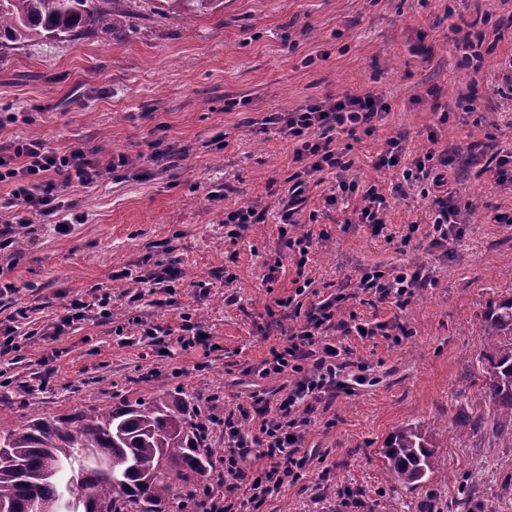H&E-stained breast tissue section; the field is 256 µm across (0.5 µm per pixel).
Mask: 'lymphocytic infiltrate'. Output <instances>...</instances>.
Instances as JSON below:
<instances>
[{
  "mask_svg": "<svg viewBox=\"0 0 512 512\" xmlns=\"http://www.w3.org/2000/svg\"><path fill=\"white\" fill-rule=\"evenodd\" d=\"M388 106L375 94L347 97L335 103L310 102L289 112H272L263 119L264 125L275 127L295 146L294 156L301 168L289 176V185L280 197V221H295L299 204L312 187L315 173L339 172L336 191L326 198L327 204H336L340 194L358 190L355 181L346 177L353 163L336 145L337 129H364L372 132L373 122ZM399 140L390 139L387 149L380 154L381 168L401 167L407 185H422L423 197L432 200V231L430 244L443 249L461 221L460 209L443 196L448 168L453 163L447 150H428L425 154L404 159ZM133 160L129 155L91 152L76 147L66 152L57 151L40 138H22L0 145V183L9 185L6 197L0 198V250L11 245L10 228L15 224L30 223L32 217L56 220L68 215L70 223L84 220L75 212L68 196L73 186L89 187L105 175L129 169ZM361 191V190H358ZM364 205L358 219L368 225L374 234L386 228L388 205L384 194L372 186L361 191ZM423 268L389 273L370 268L359 278L362 292L378 301L395 303L404 308L417 290L429 285ZM345 294H337L311 303L304 313V322L295 327L286 346L274 348L269 358L262 361L261 376L289 375L282 385L275 403L255 407L259 420L256 441L263 447L264 467L248 473L244 462L250 453L252 441L244 436L234 418L224 420V481L218 487L205 488L204 496L211 502V512H232L228 496L243 490L247 502L260 503L282 486L297 482L309 460L305 446L306 429L323 396L351 385H364V374L345 379L346 347L333 344L327 337L330 329L348 333L352 324L338 319L337 312L345 301Z\"/></svg>",
  "mask_w": 512,
  "mask_h": 512,
  "instance_id": "1",
  "label": "lymphocytic infiltrate"
}]
</instances>
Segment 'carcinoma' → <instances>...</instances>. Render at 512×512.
<instances>
[{
	"mask_svg": "<svg viewBox=\"0 0 512 512\" xmlns=\"http://www.w3.org/2000/svg\"><path fill=\"white\" fill-rule=\"evenodd\" d=\"M152 2L162 14L191 16L219 0H0V43L73 36L94 26L112 33ZM482 349L473 383L485 410L459 424L476 431L496 416L493 436L512 447V297L492 301L480 324ZM208 419L160 400L122 405L94 415L35 418L16 427L0 417V512H49L69 488L87 496L70 512H167L172 493L192 512H207L199 482L214 470V450L204 444ZM392 481L418 487L436 459L428 435L415 424L396 430L381 451ZM474 486L454 501L473 512Z\"/></svg>",
	"mask_w": 512,
	"mask_h": 512,
	"instance_id": "cac0c4a2",
	"label": "carcinoma"
}]
</instances>
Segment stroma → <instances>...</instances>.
Listing matches in <instances>:
<instances>
[{
	"label": "stroma",
	"instance_id": "stroma-1",
	"mask_svg": "<svg viewBox=\"0 0 512 512\" xmlns=\"http://www.w3.org/2000/svg\"><path fill=\"white\" fill-rule=\"evenodd\" d=\"M511 15L512 0H224L191 18L155 14L146 2L110 36L92 29L0 47V109L28 116L0 128V144L37 137L59 151L138 160L122 178L72 189L84 223L66 233L18 226L22 247L0 251V280L14 286L0 294V329L15 328L12 346L0 347V414L76 416L163 399L211 417L208 447H223L228 416L254 435L253 395L275 400L282 385L257 368L287 341L294 322L281 301L302 274L319 298L348 294L343 314L407 334L398 343L345 337L369 382L323 399L306 429L312 456L301 479L258 512H429L471 482L475 512H512V448L489 430L456 428L484 407L470 383L481 315L512 294V223L488 220L493 210L512 214V183L495 185L468 161L476 141L488 157L512 151ZM368 92L388 112L373 133L338 139L360 190L327 205L337 177L319 174L293 228L311 239L297 270L279 236L278 200L300 164L292 142L260 121ZM393 138L408 155L435 143L455 158L448 189L463 222L447 250L430 245L419 188L397 192L400 170L376 165ZM159 143L169 150L163 171L150 160ZM372 185L390 205L383 235L358 221L360 192ZM255 201L262 221L229 236L225 211ZM158 263L179 268L173 293L132 283ZM415 266L433 284L405 308L354 299L362 269ZM96 288L111 292V318L93 314L53 335L65 306ZM185 313L208 346L181 345ZM146 324L164 335L143 336ZM409 422L437 451L430 478L413 490L387 477L379 455ZM344 488L356 499L345 508Z\"/></svg>",
	"mask_w": 512,
	"mask_h": 512
}]
</instances>
